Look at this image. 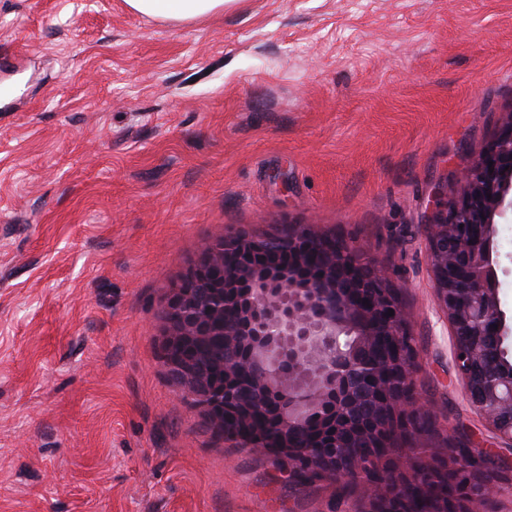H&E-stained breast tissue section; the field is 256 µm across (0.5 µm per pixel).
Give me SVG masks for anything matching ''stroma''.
Here are the masks:
<instances>
[{"mask_svg":"<svg viewBox=\"0 0 512 512\" xmlns=\"http://www.w3.org/2000/svg\"><path fill=\"white\" fill-rule=\"evenodd\" d=\"M512 113V0H0V512H344L216 434L161 360L173 286L225 233L307 225L387 268L436 406L469 408L425 193ZM512 316V214L495 240ZM140 14L174 20H191L223 10L230 0H126Z\"/></svg>","mask_w":512,"mask_h":512,"instance_id":"stroma-1","label":"stroma"}]
</instances>
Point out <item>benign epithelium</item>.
Wrapping results in <instances>:
<instances>
[{"mask_svg": "<svg viewBox=\"0 0 512 512\" xmlns=\"http://www.w3.org/2000/svg\"><path fill=\"white\" fill-rule=\"evenodd\" d=\"M429 261L439 302L456 339L455 365L473 413L512 443V369L481 370L476 359L512 334L499 299L497 218L512 208V114L460 172L452 200L427 196ZM356 249L306 225L259 237L224 234L187 271L164 309L161 359L170 379L203 409L224 438L270 455L285 481L313 474L343 484L361 477L349 512H395L394 483L430 499L428 460H394L388 436L413 418H432L417 391L418 352L409 316L387 270L353 261ZM394 315H388V310ZM359 337L346 353L340 337ZM224 346L221 383L206 367L208 345ZM309 434L314 444L299 450ZM492 449L467 439L456 468L471 471ZM512 483L480 482L467 512H488Z\"/></svg>", "mask_w": 512, "mask_h": 512, "instance_id": "benign-epithelium-1", "label": "benign epithelium"}]
</instances>
